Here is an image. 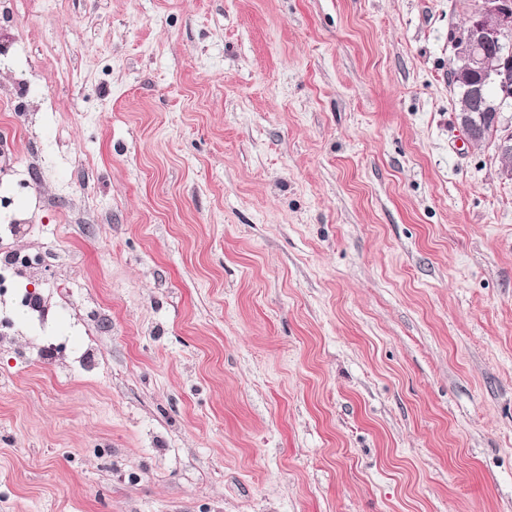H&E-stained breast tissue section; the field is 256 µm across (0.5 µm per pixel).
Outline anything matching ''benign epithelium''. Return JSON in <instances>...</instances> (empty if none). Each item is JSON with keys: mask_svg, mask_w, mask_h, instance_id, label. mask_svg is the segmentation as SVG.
<instances>
[{"mask_svg": "<svg viewBox=\"0 0 512 512\" xmlns=\"http://www.w3.org/2000/svg\"><path fill=\"white\" fill-rule=\"evenodd\" d=\"M467 22L468 35H457L453 40L454 55L460 61L454 72L455 80L468 91L461 100L457 120L466 139L478 144L484 136L479 112L492 114L497 122L500 108L507 106L508 100L512 99V80L505 69V65L512 62V7L506 0H476ZM474 73L496 78L502 94L500 105L492 104L478 88L470 85ZM494 150L501 162V178L511 181V126H501Z\"/></svg>", "mask_w": 512, "mask_h": 512, "instance_id": "obj_1", "label": "benign epithelium"}]
</instances>
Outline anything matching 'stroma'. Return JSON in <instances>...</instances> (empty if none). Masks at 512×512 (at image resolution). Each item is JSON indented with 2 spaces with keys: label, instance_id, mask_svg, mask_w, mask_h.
<instances>
[{
  "label": "stroma",
  "instance_id": "1",
  "mask_svg": "<svg viewBox=\"0 0 512 512\" xmlns=\"http://www.w3.org/2000/svg\"><path fill=\"white\" fill-rule=\"evenodd\" d=\"M473 0H0V512H512V182ZM476 5L468 17V35H456L453 40L454 55L461 65L455 70V80L465 86L468 91L461 100L457 120L466 139L473 144H480L484 136V129L479 120V113H491L497 125L500 119V109L487 99L497 96L498 86L502 94L501 107H507L508 99H512V85L505 69V64L512 60V9L505 0H477ZM495 42L496 54L487 50L490 43ZM483 74L486 77L494 76L497 84L483 80L479 74L474 75L475 83L482 85L481 91L470 85L471 75ZM448 83L452 86L457 102L462 97L465 88L452 80V69L448 73ZM479 101V107L476 102ZM479 109L482 112H475ZM494 150L500 159L499 174L504 180H512V130L509 125L501 126V134L495 141ZM48 264L49 254L43 249L35 255L15 250L8 251L7 258L0 263V326L10 318L9 312L18 307L25 309L31 317L40 322L48 318L49 308L38 295L29 290L22 293L17 288L18 282L27 271L38 270L42 265Z\"/></svg>",
  "mask_w": 512,
  "mask_h": 512
}]
</instances>
